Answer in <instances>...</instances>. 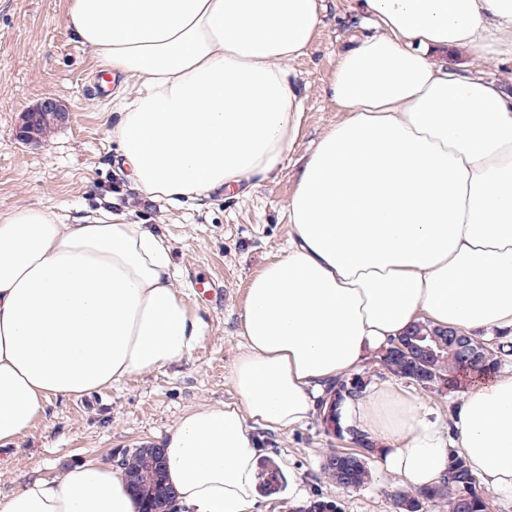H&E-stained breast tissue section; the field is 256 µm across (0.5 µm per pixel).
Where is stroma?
<instances>
[{
    "instance_id": "stroma-1",
    "label": "stroma",
    "mask_w": 512,
    "mask_h": 512,
    "mask_svg": "<svg viewBox=\"0 0 512 512\" xmlns=\"http://www.w3.org/2000/svg\"><path fill=\"white\" fill-rule=\"evenodd\" d=\"M324 4L315 41L293 64L305 116L283 168L245 196L170 207L140 201L113 164L107 130L122 98L111 73L67 28L68 0H0V213L30 205L75 217L111 198L115 208L131 209L133 220L169 240L185 296L207 325L198 348L182 362L132 375L88 397L51 401L16 448L0 453V498L26 475L51 478L78 461H104L123 448L159 444L185 411L236 401L228 375L243 344L238 315L246 289L287 251L286 206L301 159L341 118L326 93L337 54L349 35L373 32L352 0ZM47 97L66 106L69 121L39 141L19 140L23 114ZM203 280L218 298L198 292ZM257 434L260 473L281 472L279 482L261 484L257 512H302L319 496L338 501L342 512H391L390 496L400 489L395 477L376 471L359 489L324 478V458L344 443L325 432L319 417L288 431L261 428Z\"/></svg>"
}]
</instances>
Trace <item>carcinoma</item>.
Masks as SVG:
<instances>
[{"label":"carcinoma","instance_id":"carcinoma-1","mask_svg":"<svg viewBox=\"0 0 512 512\" xmlns=\"http://www.w3.org/2000/svg\"><path fill=\"white\" fill-rule=\"evenodd\" d=\"M451 331L434 330L429 325L419 323L406 335L400 337L388 347V352L376 353L373 357L375 367L400 379L416 383L432 392L450 393L456 388V378L470 374L473 376L490 373L498 369L502 352L499 340H488L482 336L469 337L474 349L486 353L483 362L472 361L458 350L448 348V335ZM422 336V344L430 346L432 353L424 355L415 348L413 342ZM369 370L343 376L333 380L321 401L320 413L332 410L339 415L341 405L360 396L367 387ZM334 435L339 440L353 444L351 448L329 453L322 464L324 478L330 482L352 488H361L371 481L370 463L378 452L376 442L352 427H344L340 421L332 424ZM121 470L141 474L147 478L133 494L143 507V512H176L174 499L159 497L157 482L166 478V461L159 459L152 448H123L119 451ZM465 503V512H489L487 490L480 485L472 474L467 461L454 455L448 463V474L435 488L398 492L393 497L395 512H428L431 505L440 503L449 507L453 500Z\"/></svg>","mask_w":512,"mask_h":512}]
</instances>
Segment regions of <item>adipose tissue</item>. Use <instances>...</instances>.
Here are the masks:
<instances>
[{
    "instance_id": "obj_1",
    "label": "adipose tissue",
    "mask_w": 512,
    "mask_h": 512,
    "mask_svg": "<svg viewBox=\"0 0 512 512\" xmlns=\"http://www.w3.org/2000/svg\"><path fill=\"white\" fill-rule=\"evenodd\" d=\"M373 36L337 55L342 117L300 170L287 252L247 288L234 404L184 413L163 442L177 512H254V426L307 420L331 379L414 324L512 338V91L474 69L512 56V0H356ZM323 0H69L66 24L120 77L107 131L151 203L204 205L281 170L305 111L293 62ZM206 323L166 237L99 208L0 214V449L51 400L78 399L189 358ZM343 421L382 445L408 489L450 451L512 502V371L473 379L449 420L390 382ZM0 512H139L112 464L25 478Z\"/></svg>"
}]
</instances>
